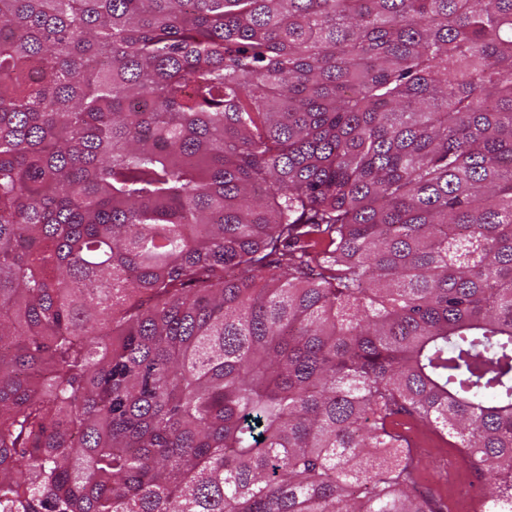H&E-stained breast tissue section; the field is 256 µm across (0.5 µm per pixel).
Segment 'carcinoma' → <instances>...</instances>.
Listing matches in <instances>:
<instances>
[{"instance_id":"cac0c4a2","label":"carcinoma","mask_w":512,"mask_h":512,"mask_svg":"<svg viewBox=\"0 0 512 512\" xmlns=\"http://www.w3.org/2000/svg\"><path fill=\"white\" fill-rule=\"evenodd\" d=\"M398 416L512 512V0H0V512H444Z\"/></svg>"}]
</instances>
